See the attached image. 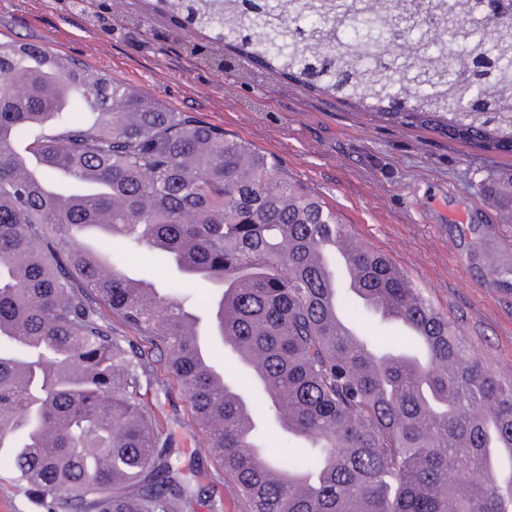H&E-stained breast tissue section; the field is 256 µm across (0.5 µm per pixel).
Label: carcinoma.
<instances>
[{
	"mask_svg": "<svg viewBox=\"0 0 512 512\" xmlns=\"http://www.w3.org/2000/svg\"><path fill=\"white\" fill-rule=\"evenodd\" d=\"M202 44L186 57L261 74L493 153L512 140V0H155ZM113 21L148 19L113 5ZM96 112H86L88 106ZM487 192L512 223V169ZM149 252L166 283L127 276ZM250 373L216 382L189 302ZM391 311L405 347L364 320ZM117 320L132 335L120 336ZM185 392L202 431L182 460L141 382ZM303 443L270 455L262 423ZM48 512H181L203 462L246 512H512V387L383 254L277 160L191 112L23 39L0 40V452ZM473 471L484 474L470 482Z\"/></svg>",
	"mask_w": 512,
	"mask_h": 512,
	"instance_id": "1",
	"label": "carcinoma"
}]
</instances>
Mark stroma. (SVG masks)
Listing matches in <instances>:
<instances>
[{
  "label": "stroma",
  "instance_id": "obj_1",
  "mask_svg": "<svg viewBox=\"0 0 512 512\" xmlns=\"http://www.w3.org/2000/svg\"><path fill=\"white\" fill-rule=\"evenodd\" d=\"M95 10L100 20L91 24L74 0H0V38L76 57L275 156L335 209L354 242L383 253L423 289L488 371L512 384V281L487 263L496 255L512 265V224L483 189L512 169V155L370 119L286 79L241 85L186 58L162 18L142 32L114 24L112 0H96ZM145 400L193 448L199 431L182 388H154Z\"/></svg>",
  "mask_w": 512,
  "mask_h": 512
}]
</instances>
